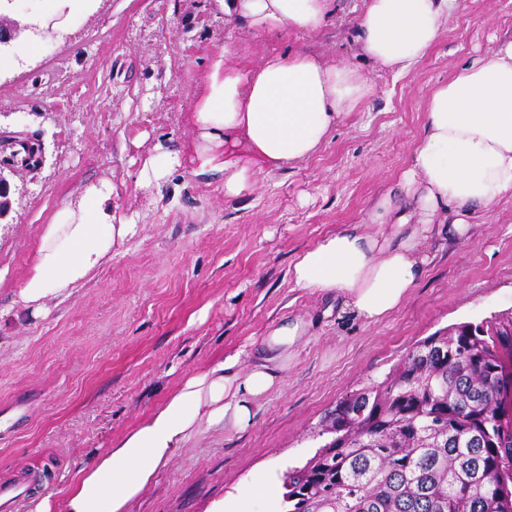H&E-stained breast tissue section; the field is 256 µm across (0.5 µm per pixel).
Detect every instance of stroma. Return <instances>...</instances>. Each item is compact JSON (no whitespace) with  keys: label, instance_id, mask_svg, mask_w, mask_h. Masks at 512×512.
Here are the masks:
<instances>
[{"label":"stroma","instance_id":"1","mask_svg":"<svg viewBox=\"0 0 512 512\" xmlns=\"http://www.w3.org/2000/svg\"><path fill=\"white\" fill-rule=\"evenodd\" d=\"M444 39L403 77L369 68L362 111L338 124L312 158L259 175L224 196L223 174L175 167L160 188L135 178L156 145L195 138L188 112L212 54L225 43L242 67L300 45L354 62L351 10L326 33L278 45L218 17L212 0H101L72 20L40 58L0 77V129L42 140L44 161L11 176L0 221V483L27 488L18 512L62 497L76 469L134 427L194 372L248 349L281 315L314 320L285 384L242 430L206 431L177 449L132 512H215L257 472L281 484L329 441L325 418L382 380L413 345L460 322L512 311V198L476 218L468 238L448 229L402 307L377 324L342 300L295 288L296 257L326 235L372 223L374 202L410 161L437 82L512 36V0H460ZM108 177L119 216L137 232L111 261L46 316L13 304L43 224L83 183Z\"/></svg>","mask_w":512,"mask_h":512}]
</instances>
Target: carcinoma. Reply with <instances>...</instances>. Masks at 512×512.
I'll return each instance as SVG.
<instances>
[{
	"instance_id": "cac0c4a2",
	"label": "carcinoma",
	"mask_w": 512,
	"mask_h": 512,
	"mask_svg": "<svg viewBox=\"0 0 512 512\" xmlns=\"http://www.w3.org/2000/svg\"><path fill=\"white\" fill-rule=\"evenodd\" d=\"M512 314L436 332L341 401L287 512H512Z\"/></svg>"
}]
</instances>
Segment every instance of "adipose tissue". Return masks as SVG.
I'll return each instance as SVG.
<instances>
[{"label":"adipose tissue","instance_id":"ef3b65f1","mask_svg":"<svg viewBox=\"0 0 512 512\" xmlns=\"http://www.w3.org/2000/svg\"><path fill=\"white\" fill-rule=\"evenodd\" d=\"M97 0H35L27 38L0 54V73L34 62L39 29L84 17ZM231 25L278 41L333 26L338 0H215ZM459 0H363L354 19L358 64L333 63L302 49L276 52L248 69L236 67L232 44L210 61L203 92L189 115L194 173L220 172L224 195H247L258 174L285 169L314 155L344 116L374 95L362 65L395 77L409 74L445 33ZM113 186L103 178L67 196L40 232L33 263L15 302L31 318L49 300H65L112 258L113 247L136 232L117 218ZM512 198V38L461 66L431 92L422 136L409 165L372 210L389 236L344 230L300 253L289 269L294 287L342 297L366 323L398 310L429 257L422 243L447 224L468 236L470 220L497 200ZM310 325L282 316L246 358L230 356L187 375L145 419L78 468L61 499L44 496L34 512H130L177 448L201 432L251 424L255 404L285 380Z\"/></svg>","mask_w":512,"mask_h":512}]
</instances>
